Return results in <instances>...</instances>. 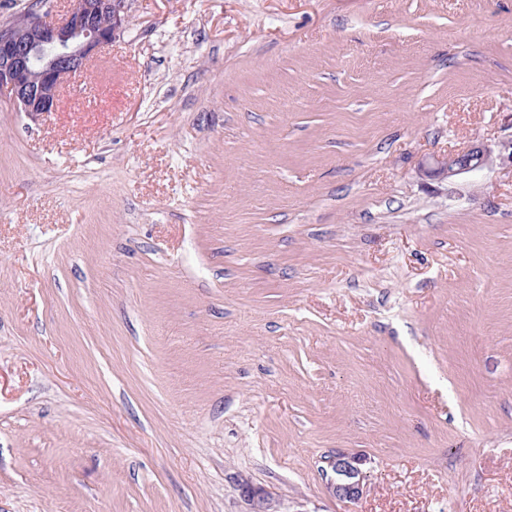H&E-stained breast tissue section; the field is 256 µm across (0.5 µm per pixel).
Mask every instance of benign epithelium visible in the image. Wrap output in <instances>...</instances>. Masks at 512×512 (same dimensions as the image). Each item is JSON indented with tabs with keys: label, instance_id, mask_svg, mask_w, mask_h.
<instances>
[{
	"label": "benign epithelium",
	"instance_id": "1",
	"mask_svg": "<svg viewBox=\"0 0 512 512\" xmlns=\"http://www.w3.org/2000/svg\"><path fill=\"white\" fill-rule=\"evenodd\" d=\"M71 7L58 16L42 3L26 9L0 29V98L19 110L38 116L55 112L67 78L84 70L99 49L129 26L126 0H70ZM494 162L486 145L444 156L428 157L419 174L451 179L480 172ZM336 473L331 489L337 497L356 500L363 494L358 459L338 453L329 460Z\"/></svg>",
	"mask_w": 512,
	"mask_h": 512
}]
</instances>
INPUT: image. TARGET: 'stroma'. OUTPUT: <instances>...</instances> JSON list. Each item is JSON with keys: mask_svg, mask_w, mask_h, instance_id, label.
Here are the masks:
<instances>
[{"mask_svg": "<svg viewBox=\"0 0 512 512\" xmlns=\"http://www.w3.org/2000/svg\"><path fill=\"white\" fill-rule=\"evenodd\" d=\"M128 13L0 99V512H512V0ZM493 162L491 148L483 144H475L462 151L425 158L420 163L418 171L421 176L427 178L451 179L463 174L483 171ZM358 462V459L345 453H336V456L329 460L330 467L336 473V482L331 483V489L337 497L357 500L363 494Z\"/></svg>", "mask_w": 512, "mask_h": 512, "instance_id": "1", "label": "stroma"}]
</instances>
